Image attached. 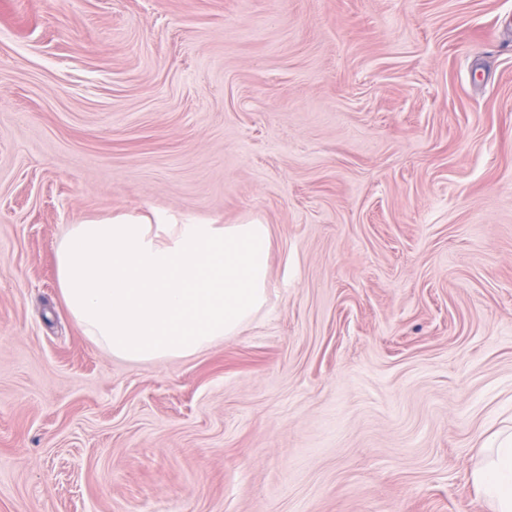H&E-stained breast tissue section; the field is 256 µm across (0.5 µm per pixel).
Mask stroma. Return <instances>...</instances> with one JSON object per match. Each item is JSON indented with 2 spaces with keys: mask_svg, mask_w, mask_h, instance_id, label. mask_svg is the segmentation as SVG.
I'll return each mask as SVG.
<instances>
[{
  "mask_svg": "<svg viewBox=\"0 0 512 512\" xmlns=\"http://www.w3.org/2000/svg\"><path fill=\"white\" fill-rule=\"evenodd\" d=\"M271 232L269 312L131 362L68 225ZM512 0H0V512H490Z\"/></svg>",
  "mask_w": 512,
  "mask_h": 512,
  "instance_id": "1",
  "label": "stroma"
}]
</instances>
